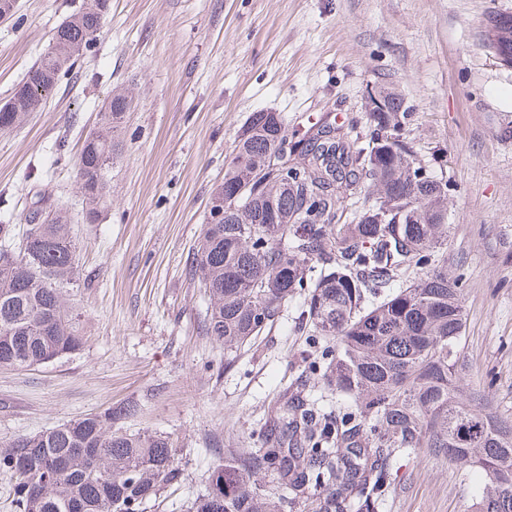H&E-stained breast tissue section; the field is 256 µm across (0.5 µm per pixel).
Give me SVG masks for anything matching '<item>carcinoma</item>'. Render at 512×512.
<instances>
[{"instance_id": "1", "label": "carcinoma", "mask_w": 512, "mask_h": 512, "mask_svg": "<svg viewBox=\"0 0 512 512\" xmlns=\"http://www.w3.org/2000/svg\"><path fill=\"white\" fill-rule=\"evenodd\" d=\"M89 3L56 31L53 45L0 110V132L23 124L74 61L94 48L104 14ZM384 112L364 133L315 127L288 141L285 122L256 112L211 197L230 200L266 170L252 198L209 212L189 271L208 297L206 333L235 352L272 326L304 293L303 315L332 340L312 365L346 400L332 416L288 398L260 448H240L208 477L194 512H378L403 457H444L479 470L475 512H512V420L485 397L463 396L462 297L437 254L448 244V182L417 159L408 108L378 88ZM113 91L101 130L78 161L85 219L99 218L112 160V130L129 109ZM79 255L65 212L28 224L18 248H0V367L39 366L80 349L68 289ZM128 402L21 437L0 452L16 475L20 512H138L161 485L181 478L177 449L161 433H130Z\"/></svg>"}]
</instances>
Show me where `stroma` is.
<instances>
[{
    "label": "stroma",
    "instance_id": "obj_1",
    "mask_svg": "<svg viewBox=\"0 0 512 512\" xmlns=\"http://www.w3.org/2000/svg\"><path fill=\"white\" fill-rule=\"evenodd\" d=\"M85 0H19L0 23V104ZM512 0H109L101 36L20 128L0 133V224L22 228L38 198L66 211L79 253L70 299L76 353L0 367V451L15 439L128 401L129 432L178 449L182 481L139 512H192L228 450L257 448L274 404L323 396L307 375L326 341L291 300L255 342L225 353L205 329L208 299L187 261L224 158L253 113L288 136L364 128L367 88H395L417 157L448 182V246L466 313L464 393L512 418V70L485 48L486 19ZM132 104L100 221L77 189L86 137L113 89ZM485 478L447 459H404L380 512H473Z\"/></svg>",
    "mask_w": 512,
    "mask_h": 512
}]
</instances>
